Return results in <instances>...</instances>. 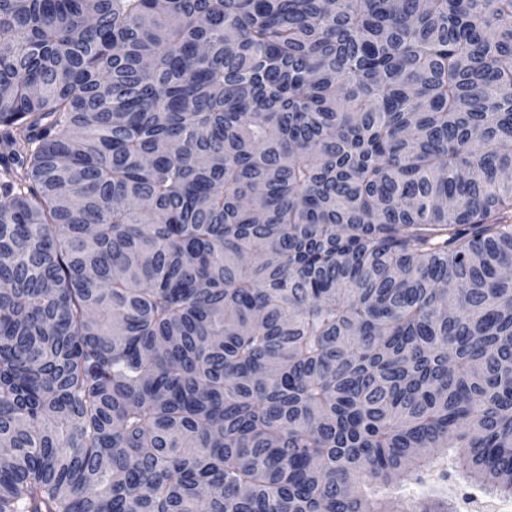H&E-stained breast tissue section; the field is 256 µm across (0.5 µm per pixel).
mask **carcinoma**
Listing matches in <instances>:
<instances>
[{
	"mask_svg": "<svg viewBox=\"0 0 512 512\" xmlns=\"http://www.w3.org/2000/svg\"><path fill=\"white\" fill-rule=\"evenodd\" d=\"M0 512L512 496V0H0ZM448 470L451 471L448 475V482H440L438 484H432L429 481L425 484L413 483L410 488L404 484L401 488L393 492L401 496H407L408 493L413 494V491L418 495L433 497L448 495L449 498H459L460 500L466 493L480 494L481 491L466 485L464 481L460 479L457 472L451 469Z\"/></svg>",
	"mask_w": 512,
	"mask_h": 512,
	"instance_id": "1",
	"label": "carcinoma"
}]
</instances>
